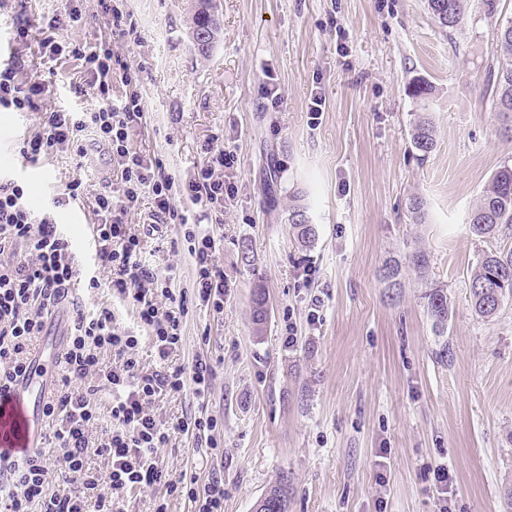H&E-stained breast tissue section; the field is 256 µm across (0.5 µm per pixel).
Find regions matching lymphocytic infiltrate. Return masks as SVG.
<instances>
[{
	"label": "lymphocytic infiltrate",
	"mask_w": 512,
	"mask_h": 512,
	"mask_svg": "<svg viewBox=\"0 0 512 512\" xmlns=\"http://www.w3.org/2000/svg\"><path fill=\"white\" fill-rule=\"evenodd\" d=\"M80 9L56 15L32 29L22 22L12 32L13 54L21 56L37 46L41 60L59 63L80 61L83 82L76 94L93 89L92 109L44 110L47 86L43 79H19L16 64L0 67V110L36 112L41 129L20 148L31 163L59 153L83 156L85 133H93L106 147L117 180L95 193L92 202L96 263L110 275L113 294L132 306L138 327L151 339L156 364L142 365L139 338L119 329L110 306L88 312L75 305L74 285L85 279L87 288H100L98 277L83 278V270L67 238L58 230L57 209L84 198L85 186L76 178L66 183L52 206L33 212L23 181L0 177V394L25 379L32 364V342L48 335L49 321L64 306L72 308L62 354L63 374L43 415L58 453L47 461L41 449L0 464V512H129L130 494L163 492L154 512H167L166 498L179 496L195 505L196 512H224V482L214 477L200 483L197 476L171 478L158 457L171 430L194 433L209 447H217L213 433L218 422L200 415L169 425L157 414L161 398L193 388L208 393L213 365L205 354L187 366H170L171 356L182 344L185 304L176 303L175 273H164L142 257L143 239L132 233L128 215L150 199V230L163 224H182L191 258L193 296L197 305L213 312L224 310V274L216 265L217 239L189 231L190 217L180 200L223 209L233 188L224 173L233 169L237 156L223 147L209 148L206 163L186 179L165 172L160 161L131 150L129 135L144 118L138 93L121 102L112 99V74L124 83L132 75L109 41L99 40L90 49L67 43L61 33L81 22ZM170 308H162V301ZM112 395L101 408L96 395ZM103 457L104 468L91 467V456Z\"/></svg>",
	"instance_id": "lymphocytic-infiltrate-1"
}]
</instances>
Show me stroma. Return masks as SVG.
<instances>
[{
  "label": "stroma",
  "instance_id": "1",
  "mask_svg": "<svg viewBox=\"0 0 512 512\" xmlns=\"http://www.w3.org/2000/svg\"><path fill=\"white\" fill-rule=\"evenodd\" d=\"M221 41L209 59L192 48V0H116L121 27L110 31L98 0H24L0 12V44L19 20L37 23L79 6L81 25L64 37L98 39L130 67L145 120L130 133L133 150L159 158L182 179L202 166L204 147L233 149L227 175L235 196L223 221L202 228L221 236L217 254L226 288L216 314L187 299L183 345L173 365L198 354L216 377L205 397L170 395L163 419L217 418L216 455L194 435L175 432L159 457L172 475L224 478V512H253L257 500L288 483V512H505L512 486V298L497 315H475L470 276L498 240L469 231L468 216L493 173L512 162V125L493 108L500 24L512 0H464L461 24L441 27L427 0H217ZM79 61L49 75L47 102L59 110L96 105L75 96ZM433 91L412 97L415 79ZM274 89L283 104L272 107ZM324 100L319 115L313 94ZM432 119L437 147L418 162L410 142L418 116ZM39 129L33 112L0 111V175L18 173L41 211L66 182L102 188L106 177L77 170L70 153L15 171L24 138ZM279 169L277 203L262 190L265 158ZM298 194L318 227L303 247L288 224ZM427 203L414 223L410 196ZM178 224L150 236L143 257L177 269V288L193 273ZM251 242L255 266L241 261ZM429 257L425 271L410 262ZM399 261L401 287L381 278ZM270 316L255 334V278ZM443 288L450 311L436 333L427 287ZM295 326V345L286 341ZM449 346L447 360L435 353Z\"/></svg>",
  "mask_w": 512,
  "mask_h": 512
}]
</instances>
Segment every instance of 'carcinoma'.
Instances as JSON below:
<instances>
[{"label":"carcinoma","instance_id":"carcinoma-1","mask_svg":"<svg viewBox=\"0 0 512 512\" xmlns=\"http://www.w3.org/2000/svg\"><path fill=\"white\" fill-rule=\"evenodd\" d=\"M432 15L443 27L453 28L460 23L463 0H427ZM193 44L208 43V48L196 49L207 58L221 39V24L216 0H196L190 26ZM500 50L503 62L493 75L494 111L506 122L512 121V21L500 29ZM410 140L420 161L436 147L433 122L422 117L411 128ZM408 209L415 223L423 224L427 217L426 201L420 196L409 198ZM288 224L302 246L312 244L317 227L311 223L306 207L298 197L288 206ZM470 232L479 238H490L512 231V165L503 164L482 191L469 217ZM470 299L474 312L482 318L494 317L503 301L512 296V249L485 252L470 277ZM427 314L438 333L447 325L448 295L442 288H432L426 294ZM267 295L261 283H256L251 297V318L258 333L267 323ZM255 512H288V484L280 482L270 488L255 506Z\"/></svg>","mask_w":512,"mask_h":512}]
</instances>
